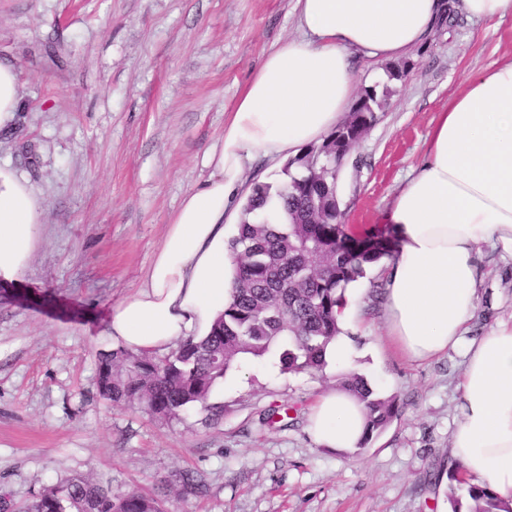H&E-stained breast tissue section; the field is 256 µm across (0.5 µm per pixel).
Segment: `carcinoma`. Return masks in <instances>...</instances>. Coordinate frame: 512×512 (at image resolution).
<instances>
[{
    "label": "carcinoma",
    "instance_id": "obj_1",
    "mask_svg": "<svg viewBox=\"0 0 512 512\" xmlns=\"http://www.w3.org/2000/svg\"><path fill=\"white\" fill-rule=\"evenodd\" d=\"M362 105L351 113L355 124L373 126L384 105L376 90L367 89ZM337 131L315 151L305 148L288 162L287 180L276 189L261 184L244 208L239 234L229 242L237 264L235 285L224 313L209 336L187 340L164 356L134 355L121 348L100 355V395L117 405L137 403L144 411L172 420L195 404L218 417L209 405L214 387L240 354L262 357L276 349L283 369L320 371L328 344L341 332L337 310L346 288L365 275L367 265L392 252L391 239L376 234L357 238L341 224L337 201L339 152L346 147ZM282 200L286 220L272 224L255 216L271 195ZM340 389L363 405L366 434L384 429L397 415L396 398L376 395L356 373L341 377ZM448 481L464 491H451L453 512H512L487 487L448 470ZM0 512H163L161 500L135 490L112 496V487L74 476L46 488L19 510L0 496Z\"/></svg>",
    "mask_w": 512,
    "mask_h": 512
}]
</instances>
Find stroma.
Here are the masks:
<instances>
[{
    "mask_svg": "<svg viewBox=\"0 0 512 512\" xmlns=\"http://www.w3.org/2000/svg\"><path fill=\"white\" fill-rule=\"evenodd\" d=\"M294 0H0V58L23 110L0 131L11 164L44 202L23 275L0 285V492L16 504L75 475L158 496L165 512H452L445 470L463 353L407 360L385 334L383 277L345 292L343 332L362 374L399 411L360 448L333 452L307 431L331 368L233 364L211 394L164 420L103 400L97 359L113 348V306L132 293L170 216L209 171L205 151L276 42L296 36ZM512 59V16H459L406 57L357 65V90L388 86L378 120L338 179L349 232L383 231L391 198L423 161L449 98ZM404 69L391 80L389 69ZM512 318V263L489 260L470 334ZM198 494L183 493L179 473Z\"/></svg>",
    "mask_w": 512,
    "mask_h": 512,
    "instance_id": "stroma-1",
    "label": "stroma"
}]
</instances>
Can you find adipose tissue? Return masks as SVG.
<instances>
[{"mask_svg":"<svg viewBox=\"0 0 512 512\" xmlns=\"http://www.w3.org/2000/svg\"><path fill=\"white\" fill-rule=\"evenodd\" d=\"M445 0H295L299 34L274 45L204 155L209 178L185 194L140 285L106 327L133 354L164 355L208 336L230 300L228 243L253 193L257 159L283 163L334 129L355 93L352 58L400 57L423 42ZM41 200L0 165V281L26 270L39 240ZM398 242L386 265L387 333L414 362L458 346L483 284L485 250L512 260V60L472 75L429 134L427 155L387 206ZM450 452L462 473L512 505V319L470 341ZM319 447H357L361 404L338 389L308 416Z\"/></svg>","mask_w":512,"mask_h":512,"instance_id":"adipose-tissue-1","label":"adipose tissue"}]
</instances>
